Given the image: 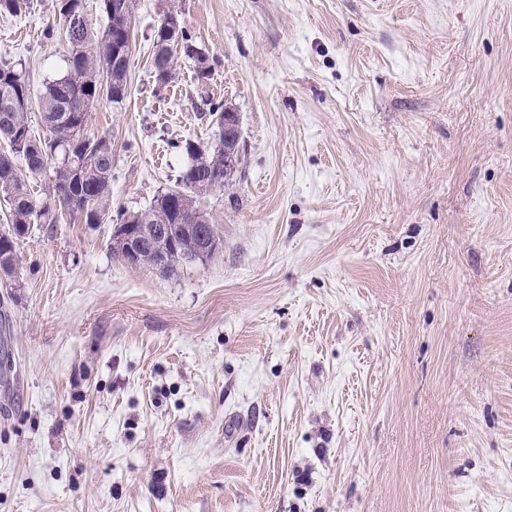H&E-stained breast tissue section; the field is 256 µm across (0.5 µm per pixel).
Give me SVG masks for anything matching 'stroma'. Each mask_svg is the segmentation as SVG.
I'll list each match as a JSON object with an SVG mask.
<instances>
[{"label": "stroma", "mask_w": 512, "mask_h": 512, "mask_svg": "<svg viewBox=\"0 0 512 512\" xmlns=\"http://www.w3.org/2000/svg\"><path fill=\"white\" fill-rule=\"evenodd\" d=\"M56 0L0 17L32 94ZM181 13L158 87L153 31ZM112 207L240 115L206 265L31 225L0 280V512H512V0H135ZM54 30L46 39V30ZM178 13H180L178 10L168 8L154 30L152 68L158 85H161V83L167 85L171 82L175 53L177 52L196 62V78L198 81L203 83L211 75V68L207 65L206 55L195 45V41L186 27L182 26L175 35L168 32L165 18L172 14L179 15Z\"/></svg>", "instance_id": "stroma-1"}]
</instances>
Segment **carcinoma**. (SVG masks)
<instances>
[{
    "label": "carcinoma",
    "mask_w": 512,
    "mask_h": 512,
    "mask_svg": "<svg viewBox=\"0 0 512 512\" xmlns=\"http://www.w3.org/2000/svg\"><path fill=\"white\" fill-rule=\"evenodd\" d=\"M85 0H57L56 8L68 46V70L46 84L38 106L49 135L39 138L31 131L27 111L31 91L23 71L0 64V141L9 152L0 153V199L8 205L11 227L0 234V270L14 273L17 241L33 224H54L57 214L51 203H37L21 174H40L52 169L49 199L84 224H156L181 232V246L169 248V239L158 235L138 247V266H151L161 274L180 263L192 261L199 237L219 238L214 224L198 211L197 198L224 188V104L208 102L216 125L215 143L206 147L188 140L184 144L187 163L169 191L158 195L148 209L128 213L112 212V141L84 134L94 103L102 98L121 103L128 95L127 73L131 43L128 23L133 17V0H100L105 25L95 27L87 17ZM32 8L31 0H0V16H20ZM178 14L168 9L154 30L152 68L157 83L173 78L175 54L196 62V78L204 82L211 75L206 55L182 27L172 34L165 19ZM129 231L115 229L111 248L125 257Z\"/></svg>",
    "instance_id": "cac0c4a2"
}]
</instances>
